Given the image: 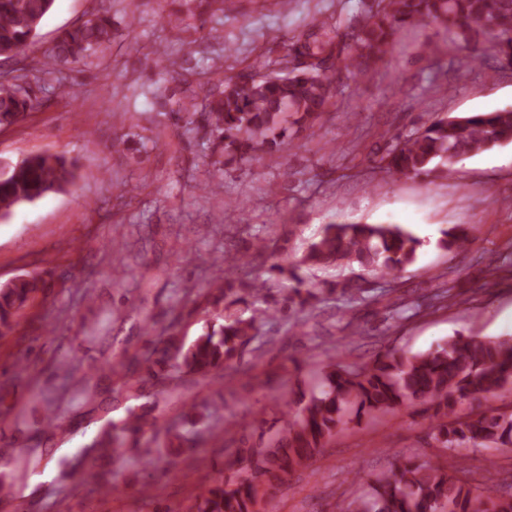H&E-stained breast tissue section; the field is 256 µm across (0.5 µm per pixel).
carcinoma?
<instances>
[{
    "mask_svg": "<svg viewBox=\"0 0 512 512\" xmlns=\"http://www.w3.org/2000/svg\"><path fill=\"white\" fill-rule=\"evenodd\" d=\"M54 0H0V58L14 60L26 54ZM429 20L456 30L460 49H469L470 32L479 28L489 34L493 59L512 57V0H377L365 22L347 46L327 21H314L295 35L285 54L273 64L224 77L215 89L192 91L190 100L202 99L203 116L211 128L209 139L216 164L228 166L279 156L287 149L292 129H313L320 124L336 96L331 72L343 67L367 74L362 59L385 56L395 30L405 24ZM117 35L112 20L94 14L66 30L51 50L65 64H78L111 44ZM24 74L0 81V125H12L37 104L26 90ZM512 144V110L474 112L462 121L436 116L427 125L392 137L380 166L395 178L453 173L452 159ZM77 168L66 157L43 153L0 168V219L21 204L34 203L49 193H61L73 185ZM468 228L456 226L446 233L441 246L463 250ZM420 242L392 224H327L311 241L299 261L272 270L288 282L284 301L303 306L315 293L300 270L327 267L358 269L354 277L331 282L349 303L363 297L366 277H396L413 265ZM44 288L36 276L25 275L0 287V336L17 324L31 299ZM267 285L224 276L214 299L224 302L228 314L219 326H207L191 343L168 336L136 360L146 376L166 375L183 383H198L224 369L258 335V323L271 310ZM512 387V338L481 341L450 338L429 351L404 356L388 351L357 370L327 365L319 390L307 400L282 402L284 421L270 443L262 448H241L235 459L219 469L220 477L202 487L187 512H268L266 495L293 471L316 458L337 429L355 413H390L406 404H427V437L457 456L468 450L512 446V411L483 410L460 418L457 405L481 402ZM195 422H165L152 431L188 450L201 435ZM141 417L130 413L110 422L96 446L113 448L120 460L139 453ZM465 468L429 462L396 461L389 474L376 477L355 501L337 505L339 512H512V495L500 492L489 476L478 492L461 476Z\"/></svg>",
    "mask_w": 512,
    "mask_h": 512,
    "instance_id": "carcinoma-1",
    "label": "carcinoma"
}]
</instances>
